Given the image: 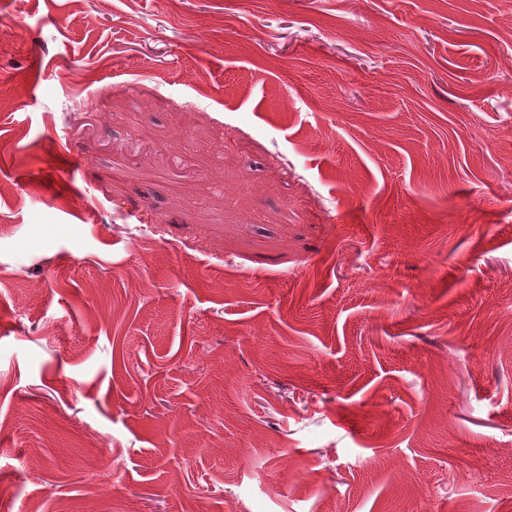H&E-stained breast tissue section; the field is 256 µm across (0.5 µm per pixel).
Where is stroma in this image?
<instances>
[{
    "mask_svg": "<svg viewBox=\"0 0 512 512\" xmlns=\"http://www.w3.org/2000/svg\"><path fill=\"white\" fill-rule=\"evenodd\" d=\"M329 506L512 512V0H0V512Z\"/></svg>",
    "mask_w": 512,
    "mask_h": 512,
    "instance_id": "1",
    "label": "stroma"
}]
</instances>
